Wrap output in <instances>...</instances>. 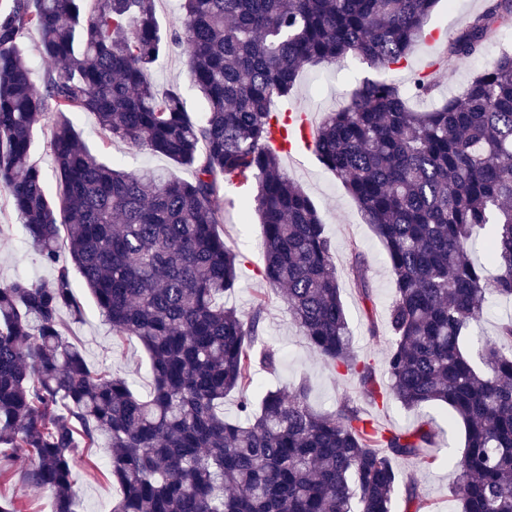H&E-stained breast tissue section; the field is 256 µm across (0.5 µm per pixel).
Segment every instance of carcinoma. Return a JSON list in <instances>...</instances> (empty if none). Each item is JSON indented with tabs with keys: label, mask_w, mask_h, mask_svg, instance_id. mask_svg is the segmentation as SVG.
I'll use <instances>...</instances> for the list:
<instances>
[{
	"label": "carcinoma",
	"mask_w": 512,
	"mask_h": 512,
	"mask_svg": "<svg viewBox=\"0 0 512 512\" xmlns=\"http://www.w3.org/2000/svg\"><path fill=\"white\" fill-rule=\"evenodd\" d=\"M155 2L0 0V192L56 271L49 285L0 280V478L21 457L22 482L48 491L52 512H75L76 453L102 447L120 489L112 512H391L397 465L422 458L454 469L460 512H512V320L497 339L475 334L493 300L512 299V54L425 112L406 98L430 96L431 78L367 80L316 129L314 154L359 204L394 278L381 383L354 351L325 224L282 171L269 127L306 64L352 55L397 70L439 0H179L169 28ZM504 26L512 0H491L447 40L442 70ZM32 29L58 65L40 91L22 44ZM181 44L206 103L198 121L179 87L149 79ZM50 106L56 201L32 160ZM68 112L93 113L112 139L188 165L193 179L101 161ZM227 185L253 200L263 280L311 349L373 405L448 406L465 428L461 456H427L432 428L385 430L347 398L317 412L303 381L252 397L279 356L260 338L264 299L247 314L222 302L240 274L218 232ZM63 233L112 335L147 352L148 396L91 370L72 339L61 312L76 321L82 307ZM350 273L370 299L357 252ZM232 392L239 416L228 419Z\"/></svg>",
	"instance_id": "cac0c4a2"
}]
</instances>
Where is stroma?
I'll return each instance as SVG.
<instances>
[{"instance_id": "obj_1", "label": "stroma", "mask_w": 512, "mask_h": 512, "mask_svg": "<svg viewBox=\"0 0 512 512\" xmlns=\"http://www.w3.org/2000/svg\"><path fill=\"white\" fill-rule=\"evenodd\" d=\"M489 3L490 0H439L426 28L441 32L443 37L451 36L464 28L473 15L485 10ZM511 50L512 28L505 27L480 57L457 60L452 76L436 73L437 88L432 97L411 100V108L428 110L448 97L463 93L477 69L497 54ZM376 76L375 70L355 56L346 57L333 66L309 64L300 71L293 93L277 100L276 105L280 108L302 105L321 117L346 104L364 80ZM151 80L160 90L179 87L185 110L191 118H199L204 112L205 103L190 84L186 57L181 49H172L157 62L151 70ZM69 120L85 146L107 162L126 170L156 167L169 170L172 176L182 180L193 178L190 167L178 166L162 155L112 141L92 113L73 112ZM282 165L288 176L315 204L334 245L336 273L354 336V350L359 357L371 360L377 375H384V358L391 341L386 315L395 295L385 248L371 226L365 223L358 203L342 181L326 169L314 153H306L297 159H283ZM243 208L244 200L238 190L226 187L224 222L218 231L225 243L239 253L243 273L235 290L225 295L224 302L246 313L256 296L266 299L262 336L265 342L278 349L280 359L275 371L258 374L259 391L285 390L304 379L309 384V401L315 409H335L345 398L360 400L356 380L337 375L309 349L292 323L281 297L259 276L258 271L265 259L262 226L255 216L250 221H243ZM356 252L366 261L372 288V299L367 303L360 298L349 275V264ZM17 276L44 284L52 282L53 271L42 263L12 214L6 197L0 194V279L9 280ZM71 279L84 307L83 317L73 324L72 332L85 353L87 363L95 369L107 367L112 374L127 378L138 393H148L153 386L150 360L139 341L131 336L121 340L114 338L79 271H72ZM366 411L387 428L407 430L423 422L430 423L438 433L442 456H458L464 450V427L452 420L449 410L444 407L426 405L407 409L391 400L382 406H367ZM108 468L109 458L105 453H98L92 461L85 455L77 456L73 468L76 512H111L117 489L107 476ZM398 468L404 480L413 484L417 492L432 503L434 512H460L459 503L451 492L455 481L451 467L427 466L407 460L399 463Z\"/></svg>"}]
</instances>
